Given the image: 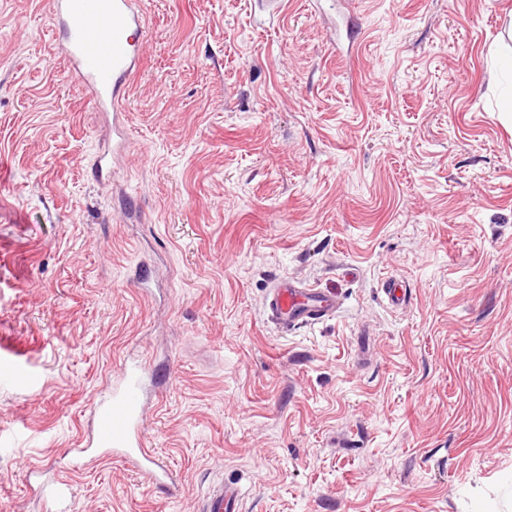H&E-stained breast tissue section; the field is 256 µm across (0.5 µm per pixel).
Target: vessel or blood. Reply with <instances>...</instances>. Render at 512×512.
Segmentation results:
<instances>
[{"label":"vessel or blood","instance_id":"1","mask_svg":"<svg viewBox=\"0 0 512 512\" xmlns=\"http://www.w3.org/2000/svg\"><path fill=\"white\" fill-rule=\"evenodd\" d=\"M52 30L59 34L57 47L78 74L85 95L112 117L114 138L93 164L96 179L111 172L114 156L127 148L125 99L142 62L146 19L143 0H48ZM266 307L274 323L291 331L335 314V295L294 280H275ZM142 363L123 364L112 380L108 396L94 404V440L97 447L120 452L133 471L160 482L166 471L147 448ZM242 492L237 483L213 486L205 512H239Z\"/></svg>","mask_w":512,"mask_h":512}]
</instances>
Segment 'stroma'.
Masks as SVG:
<instances>
[{
    "mask_svg": "<svg viewBox=\"0 0 512 512\" xmlns=\"http://www.w3.org/2000/svg\"><path fill=\"white\" fill-rule=\"evenodd\" d=\"M129 150L0 0V512H512V0H144ZM338 295L282 332L272 281ZM391 277L412 295L392 308ZM150 361V483L88 447ZM495 67L505 77L510 74V82L503 81L499 93V108L502 112H512V49L510 55H502L496 59ZM242 492L235 482L224 481L214 485L208 494L205 512H241Z\"/></svg>",
    "mask_w": 512,
    "mask_h": 512,
    "instance_id": "1",
    "label": "stroma"
}]
</instances>
